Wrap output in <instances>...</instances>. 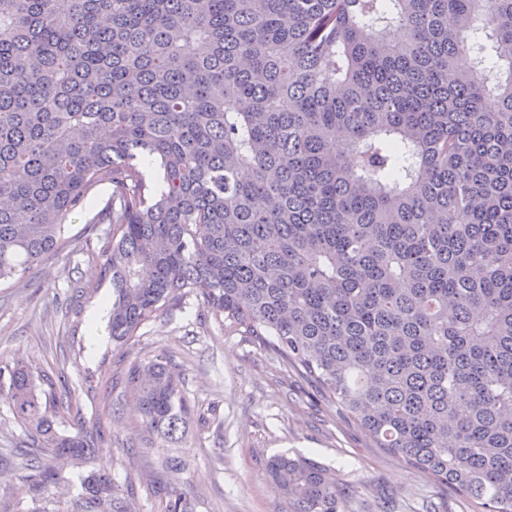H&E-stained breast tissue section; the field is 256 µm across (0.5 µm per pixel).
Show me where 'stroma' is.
<instances>
[{
    "label": "stroma",
    "instance_id": "stroma-1",
    "mask_svg": "<svg viewBox=\"0 0 512 512\" xmlns=\"http://www.w3.org/2000/svg\"><path fill=\"white\" fill-rule=\"evenodd\" d=\"M110 194L100 186L70 215L58 254L0 284V359L64 379V427L104 428L96 466L119 487L135 483L138 512H165L169 493L184 495L193 512H292L266 472L277 453L335 471L352 491L346 512H473L466 496L376 447L341 404L287 370L272 346L225 335L219 319L202 316L198 297L158 315L125 346L108 335L91 345L90 312L112 300L101 277L99 222ZM77 282L93 294L75 306ZM161 352L183 371L189 416L180 468L167 464L166 449L139 448L140 415L122 396L126 366Z\"/></svg>",
    "mask_w": 512,
    "mask_h": 512
}]
</instances>
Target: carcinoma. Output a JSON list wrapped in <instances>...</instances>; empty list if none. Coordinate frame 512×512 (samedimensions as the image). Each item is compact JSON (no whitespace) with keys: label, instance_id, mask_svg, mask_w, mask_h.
<instances>
[{"label":"carcinoma","instance_id":"carcinoma-1","mask_svg":"<svg viewBox=\"0 0 512 512\" xmlns=\"http://www.w3.org/2000/svg\"><path fill=\"white\" fill-rule=\"evenodd\" d=\"M163 171L152 185L138 156ZM102 184L112 342L198 294L378 447L512 512V0H0V282ZM37 502L104 430L0 360ZM146 448L184 439L182 373L133 361ZM295 512L325 465L266 464ZM90 470L58 512H134Z\"/></svg>","mask_w":512,"mask_h":512}]
</instances>
